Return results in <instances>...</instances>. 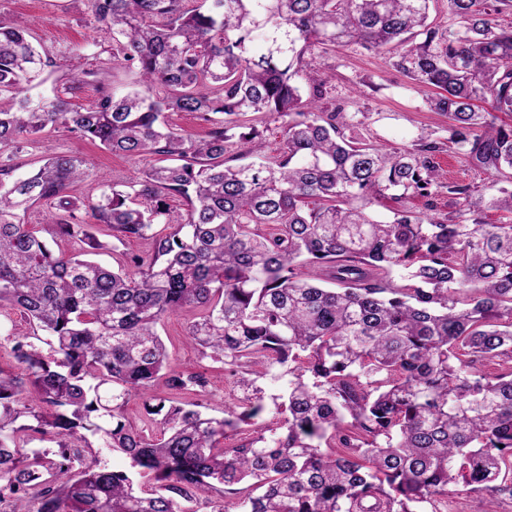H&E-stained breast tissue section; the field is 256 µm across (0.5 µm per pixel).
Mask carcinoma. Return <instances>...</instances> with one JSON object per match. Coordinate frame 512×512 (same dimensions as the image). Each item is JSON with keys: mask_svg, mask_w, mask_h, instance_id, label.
Instances as JSON below:
<instances>
[{"mask_svg": "<svg viewBox=\"0 0 512 512\" xmlns=\"http://www.w3.org/2000/svg\"><path fill=\"white\" fill-rule=\"evenodd\" d=\"M429 2L88 0L112 40L109 57L66 74L97 82L88 107L33 96L51 51L0 19V306L33 326L12 347L19 372L0 371V504L185 512L180 501L205 494L213 512H424L465 496L486 512L485 496L512 497V219L479 217L482 203L512 215V125L499 117L512 112V26L494 18L512 0H447L445 30L427 23ZM350 44L435 88L429 107L491 175L488 197L440 182L442 141L385 150L347 137L354 116L326 99L317 58ZM119 66L138 87L101 78ZM174 112L205 135L183 133ZM250 112L278 124L280 155L263 154ZM46 129L151 162L120 182L79 153L20 171ZM234 138L253 161L229 164ZM88 179L96 193L71 194ZM443 191L457 206L447 217L402 205L431 209ZM49 199L52 241L78 250L24 224ZM385 199L399 204L389 219L367 212ZM96 227L120 243L149 237L152 251L133 274L110 269L92 259L106 249ZM299 264L314 273L300 278ZM183 311L198 352L241 369L246 409L216 418L158 392L207 385L168 372L157 325ZM276 365L289 376L272 397L280 424L225 444L267 409L249 374ZM133 397L154 435L126 423ZM105 448L131 470L102 464Z\"/></svg>", "mask_w": 512, "mask_h": 512, "instance_id": "obj_1", "label": "carcinoma"}]
</instances>
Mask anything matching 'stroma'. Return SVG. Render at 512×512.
<instances>
[{"label":"stroma","instance_id":"35a3bbf8","mask_svg":"<svg viewBox=\"0 0 512 512\" xmlns=\"http://www.w3.org/2000/svg\"><path fill=\"white\" fill-rule=\"evenodd\" d=\"M0 16L32 30L34 36L55 51V64L46 73L39 93L51 96L62 91L60 78L69 70L87 68L93 56H108V46L99 37V23L88 8L87 0H0ZM323 72L329 83L330 97L354 113L358 124L351 135L380 147L411 146L422 135L447 140L448 120L431 111L427 100L431 88L416 84L391 67L387 54L366 50L353 44L328 51ZM77 151L94 170L122 181L138 175L140 163L119 158L96 145L65 132L50 131L37 139L24 155L32 163L56 152ZM190 313L166 317L158 327L169 352L170 370L197 371L208 380L197 400L209 415L222 417L225 407L243 405L245 394L227 366L200 358L185 338Z\"/></svg>","mask_w":512,"mask_h":512}]
</instances>
